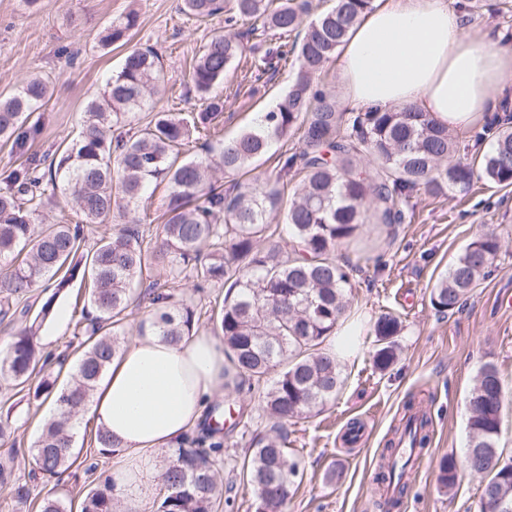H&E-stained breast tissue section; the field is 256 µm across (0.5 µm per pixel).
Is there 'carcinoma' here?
<instances>
[{
    "instance_id": "carcinoma-1",
    "label": "carcinoma",
    "mask_w": 512,
    "mask_h": 512,
    "mask_svg": "<svg viewBox=\"0 0 512 512\" xmlns=\"http://www.w3.org/2000/svg\"><path fill=\"white\" fill-rule=\"evenodd\" d=\"M374 0H335V5L304 23L308 0H183V11L200 20L225 14V33L213 37L192 64L191 80L205 107L191 118L155 112L136 129L128 128L148 99L164 91L155 50H130L100 96L89 101L78 139L40 171V161L0 181V314L29 318L0 354V378L23 387L45 370L48 357L38 330L54 312L55 299L72 283L88 288L87 305L75 324L80 357L70 380L56 387L44 376L34 396H54L58 413L47 421L33 445L39 473L58 478L78 460L73 420L86 408L90 391L122 349L126 310L134 301L151 307L152 326L171 342L200 329L192 304L176 294V284L193 281L201 289L225 288L222 306L208 318L224 341L227 402L210 404L196 434L171 453L161 475L153 512H215L233 507L223 496L219 461L227 438L242 422L224 425L225 408L236 397L256 395L274 425L253 438L252 456L241 467L252 485L256 512H287L303 478L301 462L288 455V425L319 413L343 386L341 357L355 347L356 330L342 331L349 308V265L336 254L369 224H403L411 199L420 191L461 193L484 180L512 186V125L494 118L475 133L491 138L489 149L472 159L445 125L411 107L357 112L339 109L336 96L317 82L338 47ZM258 30L294 35L254 62L258 76L292 62L295 77L275 107L234 137L200 143L199 153L179 159L194 137L208 135L224 118V100L212 88L244 51L238 22ZM138 16L129 12L112 21L101 38L107 48L129 43ZM50 97L49 83L26 79L14 94L0 97V140L22 144L20 129ZM299 146L279 159L276 175L257 172L248 182L225 187L218 174L252 166L272 143L293 132ZM298 179L288 206L280 209L284 178ZM166 184L164 223L156 228L136 217L146 189ZM81 215L76 224L45 223L44 210L57 195ZM97 238L91 247L89 237ZM502 244L491 231L475 236L454 258L430 293L432 306L452 312L489 275ZM163 276L143 292L131 283L153 270ZM48 296L37 311L28 303L33 288ZM400 316L385 313L372 326L373 362L387 369L396 359ZM504 396L495 365L479 370L468 399L467 452L470 472L484 484L478 512H512V457L498 446ZM429 419L406 407L392 427L381 454L380 482L400 483L389 509L400 507L407 492V464L399 444L423 450L430 442ZM453 458L439 463L438 484L449 492L457 479ZM118 499L106 483L89 493L81 512H115ZM57 492L41 499L40 512H70Z\"/></svg>"
}]
</instances>
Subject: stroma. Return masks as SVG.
Wrapping results in <instances>:
<instances>
[{
	"label": "stroma",
	"mask_w": 512,
	"mask_h": 512,
	"mask_svg": "<svg viewBox=\"0 0 512 512\" xmlns=\"http://www.w3.org/2000/svg\"><path fill=\"white\" fill-rule=\"evenodd\" d=\"M181 0H0V97L11 95L31 75L51 83V99L26 124L23 146H0V175L26 158L53 157L60 144L73 141L82 129L85 106L120 67L123 49H105L100 38L112 20L136 12L132 46L153 47L161 58L165 93L145 106L158 111L195 113L202 100L191 80V66L202 46L223 33L224 18L198 21L180 10ZM262 33L247 36L236 68L216 89L224 98V124L216 138L235 136L254 123L258 113L274 107L287 92L294 71L279 68L256 78L252 51ZM411 222L384 232L371 227L367 244L372 260L351 273L352 317L370 325L381 314L399 315L403 330L397 360L386 370L372 363L374 339L360 334L357 350L343 368L345 385L334 403L317 415L289 426L288 448L305 467L303 482L288 512H388L372 492L378 460L389 427L406 401L432 419L431 443L422 465L411 476L409 494L396 512H476L482 480L462 463L468 444L466 400L482 365L493 363L509 401L502 415L499 446L512 457V187L478 183L471 192L445 196L419 194L412 200ZM482 231L496 232L502 249L489 277L456 311L438 313L429 295L454 257ZM87 293L72 285L56 299L69 309L66 323L47 319L39 331L53 355L76 361L67 345L78 319L73 307ZM245 435H233L220 462L222 472L240 469L251 451L250 435L266 432L272 421L259 398L246 399ZM0 407L10 409L17 427L19 451L9 457L0 447V461L10 462L15 476L31 489L18 498L0 484V512H39L50 487L36 475L30 448L50 418L49 404L31 391L0 383ZM94 424L78 425L76 465L59 485L72 501V512L112 466L91 441ZM459 461V479L449 493L438 489L442 457ZM96 471H89L90 463Z\"/></svg>",
	"instance_id": "35a3bbf8"
}]
</instances>
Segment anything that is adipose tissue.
<instances>
[{"mask_svg": "<svg viewBox=\"0 0 512 512\" xmlns=\"http://www.w3.org/2000/svg\"><path fill=\"white\" fill-rule=\"evenodd\" d=\"M342 101L351 109L412 107L462 133L512 103V43L470 33L447 0H377L337 51ZM224 342L205 331L170 343L145 325L91 394L87 416L114 446L107 475L132 501L224 391Z\"/></svg>", "mask_w": 512, "mask_h": 512, "instance_id": "1", "label": "adipose tissue"}]
</instances>
